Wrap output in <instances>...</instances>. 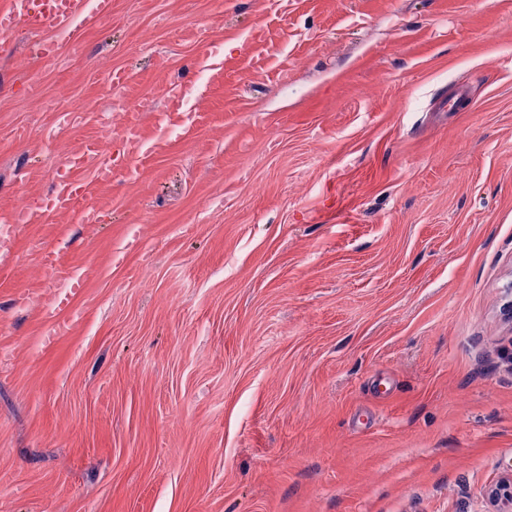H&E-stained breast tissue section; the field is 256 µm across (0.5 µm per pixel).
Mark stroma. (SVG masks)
Masks as SVG:
<instances>
[{
    "label": "stroma",
    "instance_id": "obj_1",
    "mask_svg": "<svg viewBox=\"0 0 512 512\" xmlns=\"http://www.w3.org/2000/svg\"><path fill=\"white\" fill-rule=\"evenodd\" d=\"M38 39L0 50V211L89 140L114 174L78 173L101 223L20 228L0 274V512H489L512 0H112L54 62ZM174 85L130 179L127 111L152 128Z\"/></svg>",
    "mask_w": 512,
    "mask_h": 512
}]
</instances>
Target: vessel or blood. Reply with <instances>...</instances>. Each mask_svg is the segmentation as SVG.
Here are the masks:
<instances>
[{"label":"vessel or blood","mask_w":512,"mask_h":512,"mask_svg":"<svg viewBox=\"0 0 512 512\" xmlns=\"http://www.w3.org/2000/svg\"><path fill=\"white\" fill-rule=\"evenodd\" d=\"M112 13V0H0V44L11 43L20 29L48 33L81 21L87 28L97 27ZM126 143L135 164L131 176H138L152 155L146 143L148 137L140 123H126ZM98 154L96 146L83 144L80 151L59 170L55 188L51 195L21 214H10L5 218V227L0 228V251L4 250L16 224H41L55 215L70 213L76 222L95 224L99 221V208L95 205L78 207L77 202L85 197L88 186L76 176L84 159Z\"/></svg>","instance_id":"vessel-or-blood-1"}]
</instances>
